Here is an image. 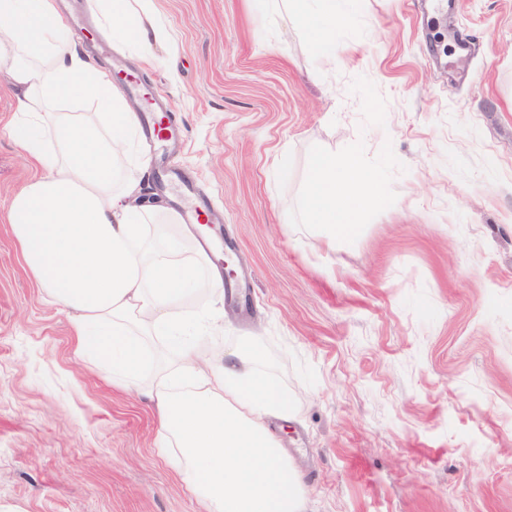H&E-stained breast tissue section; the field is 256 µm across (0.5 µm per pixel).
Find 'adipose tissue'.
I'll return each mask as SVG.
<instances>
[{"label":"adipose tissue","mask_w":512,"mask_h":512,"mask_svg":"<svg viewBox=\"0 0 512 512\" xmlns=\"http://www.w3.org/2000/svg\"><path fill=\"white\" fill-rule=\"evenodd\" d=\"M295 23L332 37L351 19L342 0H297ZM98 28L148 52L167 35L151 0H93ZM0 68L17 92L7 132L36 173L16 192L8 219L31 278L71 313L79 354L112 366V381L155 405L161 445L209 512H305L298 473L267 432L287 417V394L265 371L259 344L247 352L181 341L184 307L201 289L206 255L180 259L170 240L149 252L144 226L153 205L124 202V165L135 160L137 117L106 71L77 50L54 0H0ZM92 100L96 118L58 108ZM375 180L357 156L319 155L304 206L328 238L355 235V215L375 204ZM180 339L173 364L146 379L157 353L151 337Z\"/></svg>","instance_id":"adipose-tissue-1"}]
</instances>
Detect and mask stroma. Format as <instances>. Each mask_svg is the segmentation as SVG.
<instances>
[{
	"label": "stroma",
	"instance_id": "stroma-1",
	"mask_svg": "<svg viewBox=\"0 0 512 512\" xmlns=\"http://www.w3.org/2000/svg\"><path fill=\"white\" fill-rule=\"evenodd\" d=\"M153 2L169 43L118 52L168 98L167 156L198 192L162 186L143 142L127 177L140 199L223 213L233 252L207 255L247 287L185 310H220L226 350L261 344L293 400L269 428L311 512H512V0H348L333 58L258 0ZM15 104L0 71V512H207L159 453L153 406L79 356L68 309L25 271ZM319 152L376 176L353 240L302 207Z\"/></svg>",
	"mask_w": 512,
	"mask_h": 512
}]
</instances>
